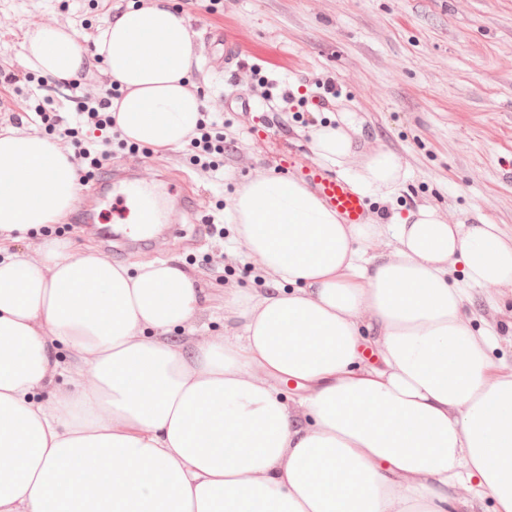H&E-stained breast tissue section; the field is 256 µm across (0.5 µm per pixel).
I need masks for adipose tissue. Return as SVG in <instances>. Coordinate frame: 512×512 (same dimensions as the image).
I'll use <instances>...</instances> for the list:
<instances>
[{
    "label": "adipose tissue",
    "instance_id": "ef3b65f1",
    "mask_svg": "<svg viewBox=\"0 0 512 512\" xmlns=\"http://www.w3.org/2000/svg\"><path fill=\"white\" fill-rule=\"evenodd\" d=\"M192 40L169 0L105 21L95 53L125 91L122 138L160 153L195 130ZM20 55L59 81L87 62L50 24ZM349 125L313 130L318 162L346 167ZM350 176L388 199L407 172L378 148ZM76 191L69 152L0 127V235L59 223ZM231 217L276 282L225 295L217 339L170 340L205 299L176 262L132 271L53 239L0 254V512H462L448 492L461 475L512 512V371L490 374L493 338L464 313L468 286L512 288V236L430 206L345 224L274 176L244 185ZM386 232L394 252L365 264L362 244ZM288 381L305 391L294 409Z\"/></svg>",
    "mask_w": 512,
    "mask_h": 512
}]
</instances>
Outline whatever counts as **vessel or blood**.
<instances>
[{"label": "vessel or blood", "instance_id": "1", "mask_svg": "<svg viewBox=\"0 0 512 512\" xmlns=\"http://www.w3.org/2000/svg\"><path fill=\"white\" fill-rule=\"evenodd\" d=\"M294 177L305 181L313 192L331 209L343 223L364 224L369 220L368 202L351 182L337 173L314 163L297 169ZM154 175L138 170L135 173L109 171L97 178L95 193L85 195L77 209L80 223L92 224L98 220V200L111 199L112 213L119 219L135 215L138 224L148 227L168 223L157 194Z\"/></svg>", "mask_w": 512, "mask_h": 512}]
</instances>
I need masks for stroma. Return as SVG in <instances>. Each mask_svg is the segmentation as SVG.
I'll return each mask as SVG.
<instances>
[{
  "mask_svg": "<svg viewBox=\"0 0 512 512\" xmlns=\"http://www.w3.org/2000/svg\"><path fill=\"white\" fill-rule=\"evenodd\" d=\"M151 0H0V125L14 114L43 107L50 87L25 81L19 55L26 30L38 24L71 29L89 57L80 85L61 101L63 116L110 85L95 54L104 22L128 6ZM193 33L198 63L194 89L210 113L224 116V177L202 180L182 148L129 154L111 144L114 166L136 164L179 179L214 220L202 236L159 241L157 247L122 248L115 264L175 261L208 290L195 319L204 340L224 333V295L260 292L271 277L237 238L230 203L261 174L285 176L284 164L315 163L311 132L349 113L359 153L385 147L408 173L390 201L369 198L372 222L421 206L438 209L448 223L482 215L512 234V0H170ZM221 34L242 65L234 80L209 68L206 33ZM273 81L272 103L256 111L226 110L228 96L249 94L250 71ZM333 90L323 96L322 86ZM292 100H283L284 91ZM59 238L75 251L100 250L95 227L74 224L26 233L18 250L35 255L43 239ZM223 254L211 266L208 258ZM465 313L474 329L494 335L495 365L512 366V288L473 287Z\"/></svg>",
  "mask_w": 512,
  "mask_h": 512,
  "instance_id": "35a3bbf8",
  "label": "stroma"
}]
</instances>
